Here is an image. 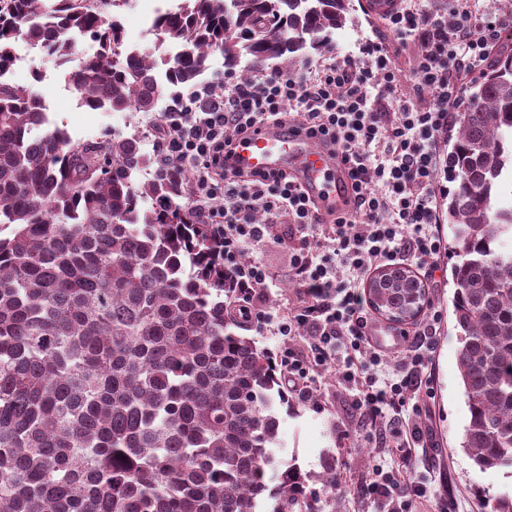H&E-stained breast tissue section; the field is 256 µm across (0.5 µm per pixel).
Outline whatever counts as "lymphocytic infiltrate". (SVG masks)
Here are the masks:
<instances>
[{"mask_svg":"<svg viewBox=\"0 0 512 512\" xmlns=\"http://www.w3.org/2000/svg\"><path fill=\"white\" fill-rule=\"evenodd\" d=\"M385 25L410 49L412 68L401 70L386 46L370 42L358 55L336 56L303 74L262 70L252 78L208 86L190 103L174 98L160 112V163L195 175L184 194L224 243V285L257 319L274 278L262 261L246 260L257 246L279 242L275 227L290 225V276L297 302L271 318L276 335L307 336L305 349H288L279 364L307 383L329 368L354 389L353 406L374 432L378 447L411 458L422 440L403 412L409 394L430 385L435 324L414 338L402 375L379 380L383 353L369 338L360 284L377 269L408 266L434 277L447 244L440 202L448 187L439 142L454 119L467 80L487 67L512 9L480 14L476 0H453L449 10H421L412 0L395 7ZM413 84L421 106L396 104ZM269 122L307 132L328 148L351 181V207L320 214L317 203L291 176L248 174L228 168L236 143ZM367 493L386 499L387 512H407L424 489L409 468L379 472Z\"/></svg>","mask_w":512,"mask_h":512,"instance_id":"lymphocytic-infiltrate-1","label":"lymphocytic infiltrate"}]
</instances>
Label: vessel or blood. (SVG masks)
I'll return each mask as SVG.
<instances>
[{
	"mask_svg": "<svg viewBox=\"0 0 512 512\" xmlns=\"http://www.w3.org/2000/svg\"><path fill=\"white\" fill-rule=\"evenodd\" d=\"M234 163L248 173L293 175L319 202L322 211L344 207L349 187L346 172L305 133L262 125L240 143Z\"/></svg>",
	"mask_w": 512,
	"mask_h": 512,
	"instance_id": "obj_1",
	"label": "vessel or blood"
}]
</instances>
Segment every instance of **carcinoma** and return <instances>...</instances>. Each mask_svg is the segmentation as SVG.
<instances>
[{"mask_svg":"<svg viewBox=\"0 0 512 512\" xmlns=\"http://www.w3.org/2000/svg\"><path fill=\"white\" fill-rule=\"evenodd\" d=\"M129 0H0V70L23 37L69 67L83 105L155 111L163 86L194 87L210 56L239 79L253 63L329 48L353 0H179L155 27L176 53L134 54L114 11ZM79 36L99 52H76ZM29 89L0 80V512L311 510L297 467L277 457L288 402L268 352L224 294L220 250L172 171L135 136L77 144ZM442 220L454 288L460 447L482 471H512V56L460 99L448 128ZM152 168L146 182L135 173ZM394 324L426 288L390 268L368 288ZM279 472L272 488L268 473Z\"/></svg>","mask_w":512,"mask_h":512,"instance_id":"1","label":"carcinoma"}]
</instances>
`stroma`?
Returning a JSON list of instances; mask_svg holds the SVG:
<instances>
[{"label":"stroma","mask_w":512,"mask_h":512,"mask_svg":"<svg viewBox=\"0 0 512 512\" xmlns=\"http://www.w3.org/2000/svg\"><path fill=\"white\" fill-rule=\"evenodd\" d=\"M354 20L335 36V55L357 53L361 43L374 40L393 46L381 20L372 17L364 0H354ZM34 66L46 72L45 80L16 74V85L32 88L46 103L51 127L67 132L73 142L86 143L114 135H137L147 153H155L160 145L158 128L147 112H103L82 106L74 88L65 85L64 67L53 56L39 48H29ZM270 270L276 284L269 292L272 311L286 309L295 300L293 284L288 279L287 245L268 244L255 251ZM452 255L441 260L437 285L428 289L429 303L423 314L406 326L389 324L378 313L370 315V331L390 329L393 340L387 352L390 359L383 370L399 372L400 359L407 355L416 332L425 326L431 315L439 317V331L432 355L431 390L415 395L420 411L414 420L424 431V450L411 461L399 454L385 455L376 448L359 414L351 406V392L336 384L328 371L311 373L310 399H300L289 392L287 406L279 411L280 433L284 443L278 456L298 468L306 493L317 497L320 512H383L380 498L364 494L363 489L376 478L377 470H391L411 464L417 479L426 490L419 499L417 512H489L488 498L504 487L512 486V476L501 472L481 471L460 446L466 421V406L457 370L460 344L454 330L453 289L446 272ZM336 464L338 483L334 493H325L321 478L328 462Z\"/></svg>","instance_id":"35a3bbf8"}]
</instances>
